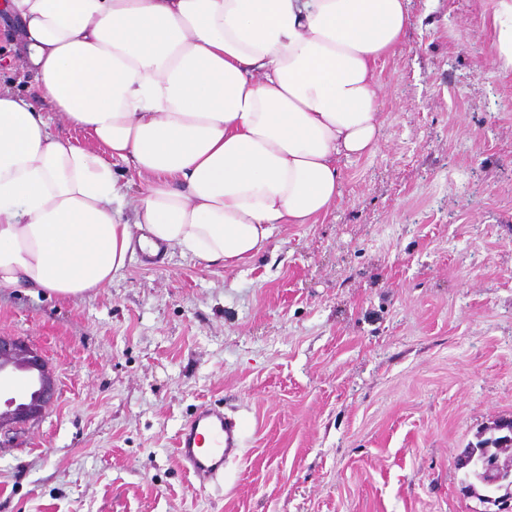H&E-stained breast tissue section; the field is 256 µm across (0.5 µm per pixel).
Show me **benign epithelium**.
I'll list each match as a JSON object with an SVG mask.
<instances>
[{"instance_id":"7a95c632","label":"benign epithelium","mask_w":512,"mask_h":512,"mask_svg":"<svg viewBox=\"0 0 512 512\" xmlns=\"http://www.w3.org/2000/svg\"><path fill=\"white\" fill-rule=\"evenodd\" d=\"M21 367L38 377L36 387L25 402L10 400L0 411V432L22 427L41 418L59 396L55 380L42 352L14 336H0V370Z\"/></svg>"}]
</instances>
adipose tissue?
Instances as JSON below:
<instances>
[{"mask_svg": "<svg viewBox=\"0 0 512 512\" xmlns=\"http://www.w3.org/2000/svg\"><path fill=\"white\" fill-rule=\"evenodd\" d=\"M409 25L408 0H0L38 95L95 142L0 85V289L81 295L137 245L231 268L317 223L378 146L377 66ZM492 29L512 72V0ZM115 160L142 180L131 223Z\"/></svg>", "mask_w": 512, "mask_h": 512, "instance_id": "1", "label": "adipose tissue"}]
</instances>
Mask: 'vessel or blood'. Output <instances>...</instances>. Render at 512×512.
I'll return each instance as SVG.
<instances>
[{"label": "vessel or blood", "mask_w": 512, "mask_h": 512, "mask_svg": "<svg viewBox=\"0 0 512 512\" xmlns=\"http://www.w3.org/2000/svg\"><path fill=\"white\" fill-rule=\"evenodd\" d=\"M243 447L242 422L206 405L195 411L177 437L182 464L203 484L223 477L225 467L241 458Z\"/></svg>", "instance_id": "vessel-or-blood-1"}]
</instances>
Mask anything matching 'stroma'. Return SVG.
Listing matches in <instances>:
<instances>
[{"label": "stroma", "mask_w": 512, "mask_h": 512, "mask_svg": "<svg viewBox=\"0 0 512 512\" xmlns=\"http://www.w3.org/2000/svg\"><path fill=\"white\" fill-rule=\"evenodd\" d=\"M490 0H410L382 135L315 224L235 268L168 250L77 297L0 289L59 398L0 446V512H495L457 460L512 419V72ZM245 424L199 484L201 405ZM242 422L216 407L201 406L177 437L180 461L200 483L217 482L243 454Z\"/></svg>", "instance_id": "stroma-1"}]
</instances>
